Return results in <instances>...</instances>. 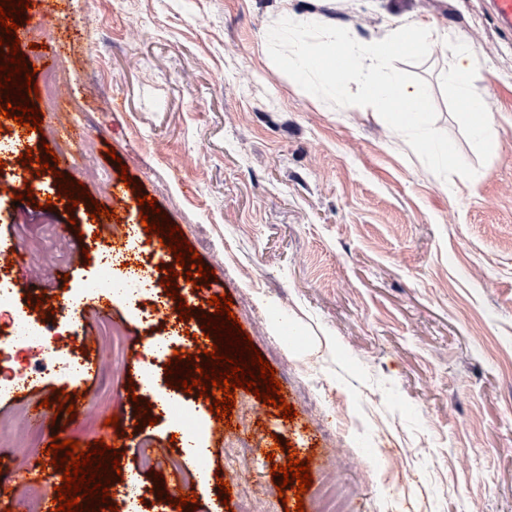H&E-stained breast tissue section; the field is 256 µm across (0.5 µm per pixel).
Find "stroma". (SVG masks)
<instances>
[{"label":"stroma","mask_w":512,"mask_h":512,"mask_svg":"<svg viewBox=\"0 0 512 512\" xmlns=\"http://www.w3.org/2000/svg\"><path fill=\"white\" fill-rule=\"evenodd\" d=\"M286 15L362 44L410 20L430 30L427 58L394 66L426 81L436 128L476 180L435 175L375 110L303 91L268 53L267 32ZM47 24L76 36L65 107L97 143L96 167L156 196L221 278L296 413L283 419L236 389L220 447L201 440L210 479L196 507L170 506L149 474L148 512H236L250 487L261 512H291L295 490L277 491L263 453L275 439L309 460L313 482L336 472L350 512H512V32L489 0H68ZM462 47L474 71L455 83ZM466 95L496 116L485 136ZM8 183L0 177V237L35 248L56 283L84 287L99 269L90 208L67 210L45 185L27 205L33 220L12 226ZM71 218L77 235L58 238ZM146 312L112 301L118 376L105 365L87 384L33 349L13 355L41 393L81 389L77 420L58 416L61 439L111 441L100 420L118 416L127 471L144 449L176 448L171 421L135 422L128 387ZM284 317L296 340L275 334Z\"/></svg>","instance_id":"obj_1"}]
</instances>
